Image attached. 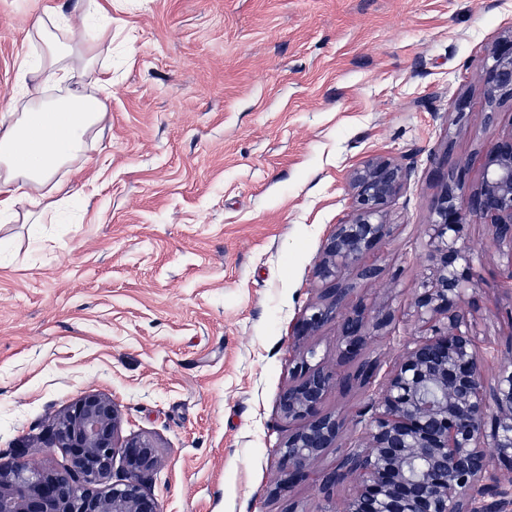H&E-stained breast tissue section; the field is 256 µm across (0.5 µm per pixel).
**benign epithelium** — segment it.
Listing matches in <instances>:
<instances>
[{"mask_svg": "<svg viewBox=\"0 0 512 512\" xmlns=\"http://www.w3.org/2000/svg\"><path fill=\"white\" fill-rule=\"evenodd\" d=\"M483 83L489 123L498 104L512 100V35L492 48ZM449 151L432 169L440 194L426 225V273L412 302L420 335L385 372L380 362L359 358L394 312L356 299L353 279L378 277L365 258L391 236L389 206L413 167L374 157L350 173L351 218L326 240L314 266L319 301L306 308L294 335L333 327L337 359L358 366L352 375L338 373L311 349L293 368L279 406L295 429L279 445L275 493L307 481L314 461L337 445L344 422L321 405L329 391L356 382L371 391L359 414L365 444L340 453L317 479L327 499L336 487L354 485L340 508L327 512H512V341L496 349L497 371L488 380L473 331L476 257L465 240L467 226L488 225L512 283V131L481 143L483 174L474 186L461 168L448 166ZM120 421L115 402L100 394L52 415L46 446L61 450L66 464L35 467L22 454L0 463V512H161L145 489L160 466L156 443L149 436L120 440ZM118 458L124 479L93 492Z\"/></svg>", "mask_w": 512, "mask_h": 512, "instance_id": "benign-epithelium-1", "label": "benign epithelium"}]
</instances>
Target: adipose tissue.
<instances>
[{
	"label": "adipose tissue",
	"mask_w": 512,
	"mask_h": 512,
	"mask_svg": "<svg viewBox=\"0 0 512 512\" xmlns=\"http://www.w3.org/2000/svg\"><path fill=\"white\" fill-rule=\"evenodd\" d=\"M32 34L41 56L23 58L22 75L35 84L22 88L28 101L0 117V222L54 224L72 209L69 198H55L56 175L81 161L86 137H103L106 100L69 92L48 98L44 92L87 76L101 87L111 83L98 67L100 47L112 36V16L100 0H88L77 15L35 17Z\"/></svg>",
	"instance_id": "ef3b65f1"
}]
</instances>
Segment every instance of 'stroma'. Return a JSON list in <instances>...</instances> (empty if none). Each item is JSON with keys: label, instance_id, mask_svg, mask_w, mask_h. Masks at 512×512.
Masks as SVG:
<instances>
[{"label": "stroma", "instance_id": "1", "mask_svg": "<svg viewBox=\"0 0 512 512\" xmlns=\"http://www.w3.org/2000/svg\"><path fill=\"white\" fill-rule=\"evenodd\" d=\"M80 0H0V114L33 52L34 17ZM111 110L103 138L63 176L82 218L0 227V459L35 445L51 413L88 393L122 413L121 434L152 436L147 482L163 512H324L313 484L271 493L288 435L279 396L303 351L336 365V335L298 339L317 296L314 263L350 212L348 175L368 158L409 159L392 237L367 257L397 284L395 320L370 356L390 365L416 330L409 303L426 263L439 194L433 162L480 180L482 140L512 130V101L484 124L480 76L512 33V0H112ZM471 121L448 127L457 97ZM480 335L507 342L500 260L484 224ZM369 401L353 387L324 409Z\"/></svg>", "mask_w": 512, "mask_h": 512}]
</instances>
